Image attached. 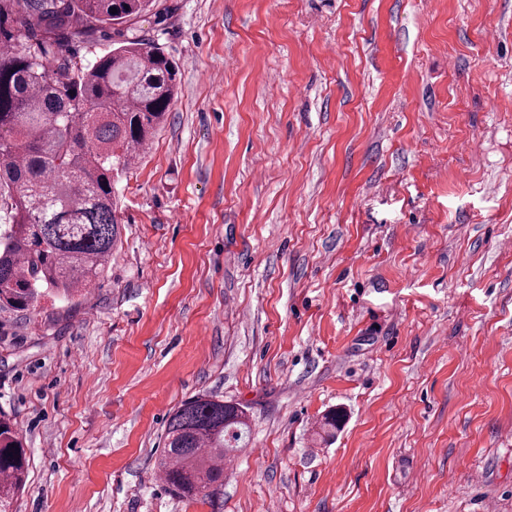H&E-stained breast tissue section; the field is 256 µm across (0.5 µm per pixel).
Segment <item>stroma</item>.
<instances>
[{
  "instance_id": "35a3bbf8",
  "label": "stroma",
  "mask_w": 512,
  "mask_h": 512,
  "mask_svg": "<svg viewBox=\"0 0 512 512\" xmlns=\"http://www.w3.org/2000/svg\"><path fill=\"white\" fill-rule=\"evenodd\" d=\"M134 27L178 88L105 274L0 310L15 512H512V0H155ZM198 394L252 429L215 501L154 468Z\"/></svg>"
}]
</instances>
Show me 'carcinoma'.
Here are the masks:
<instances>
[{
	"label": "carcinoma",
	"mask_w": 512,
	"mask_h": 512,
	"mask_svg": "<svg viewBox=\"0 0 512 512\" xmlns=\"http://www.w3.org/2000/svg\"><path fill=\"white\" fill-rule=\"evenodd\" d=\"M151 0H0V309L71 299L103 275L119 236L114 185L164 123L177 69L132 32ZM117 12H112V9ZM123 37L85 63L105 27ZM250 439L245 407L210 395L168 417L156 467L180 498L220 495L224 456ZM26 449L0 413V507L25 484Z\"/></svg>",
	"instance_id": "carcinoma-1"
}]
</instances>
